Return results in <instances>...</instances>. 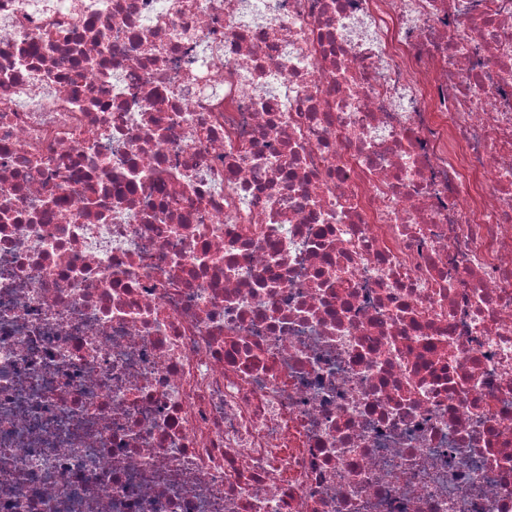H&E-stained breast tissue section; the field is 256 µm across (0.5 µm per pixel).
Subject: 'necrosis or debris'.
<instances>
[{"label": "necrosis or debris", "mask_w": 512, "mask_h": 512, "mask_svg": "<svg viewBox=\"0 0 512 512\" xmlns=\"http://www.w3.org/2000/svg\"><path fill=\"white\" fill-rule=\"evenodd\" d=\"M0 512H512V0H0Z\"/></svg>", "instance_id": "4bbe7bcc"}]
</instances>
